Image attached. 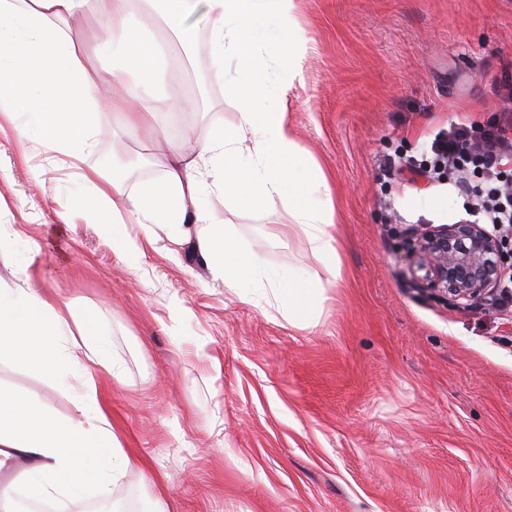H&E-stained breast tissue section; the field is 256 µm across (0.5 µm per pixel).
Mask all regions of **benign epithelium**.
<instances>
[{"label": "benign epithelium", "mask_w": 512, "mask_h": 512, "mask_svg": "<svg viewBox=\"0 0 512 512\" xmlns=\"http://www.w3.org/2000/svg\"><path fill=\"white\" fill-rule=\"evenodd\" d=\"M408 281L421 296L471 306L494 297L500 264L512 259L478 224L422 227L408 237Z\"/></svg>", "instance_id": "7a95c632"}]
</instances>
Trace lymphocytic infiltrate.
Masks as SVG:
<instances>
[{
  "label": "lymphocytic infiltrate",
  "mask_w": 512,
  "mask_h": 512,
  "mask_svg": "<svg viewBox=\"0 0 512 512\" xmlns=\"http://www.w3.org/2000/svg\"><path fill=\"white\" fill-rule=\"evenodd\" d=\"M435 166L447 170L448 183L469 198L496 234L512 233V174L501 170L512 157V91L483 125H451L432 142Z\"/></svg>",
  "instance_id": "lymphocytic-infiltrate-1"
}]
</instances>
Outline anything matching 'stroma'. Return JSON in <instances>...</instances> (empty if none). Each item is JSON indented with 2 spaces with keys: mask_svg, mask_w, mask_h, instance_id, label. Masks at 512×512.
Wrapping results in <instances>:
<instances>
[{
  "mask_svg": "<svg viewBox=\"0 0 512 512\" xmlns=\"http://www.w3.org/2000/svg\"><path fill=\"white\" fill-rule=\"evenodd\" d=\"M296 15L297 139L331 176L343 264L315 330L240 300L194 243L162 234L136 261L118 256L86 218L91 197L70 194L77 172L112 159L130 186L157 180L165 133L195 145L237 124L204 25L170 44L193 60L164 79L186 94L183 114L157 102L135 138L101 118L81 168L0 128V225L39 244L33 283L104 325L124 366L122 382H96L143 467L90 510L146 493L148 470L164 478L167 512H512V312L409 288L404 232L470 214L444 181L399 172L430 160L449 123L490 119L512 69V0H296ZM200 207L266 261L314 266L303 237L270 248L281 207L230 201L219 172ZM0 384L76 414L72 393L36 368L0 360Z\"/></svg>",
  "mask_w": 512,
  "mask_h": 512,
  "instance_id": "obj_1",
  "label": "stroma"
}]
</instances>
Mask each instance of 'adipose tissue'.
I'll use <instances>...</instances> for the list:
<instances>
[{
  "instance_id": "adipose-tissue-1",
  "label": "adipose tissue",
  "mask_w": 512,
  "mask_h": 512,
  "mask_svg": "<svg viewBox=\"0 0 512 512\" xmlns=\"http://www.w3.org/2000/svg\"><path fill=\"white\" fill-rule=\"evenodd\" d=\"M148 0H0V117L43 152L83 163L98 120L112 114V132L136 135L140 113L151 112L146 92L160 62L156 40L141 31ZM170 40L187 41L196 22L208 34L210 69L235 64L230 87L241 112L235 127L192 145L166 137L161 179L130 189L119 177L94 187L78 175L73 192L94 190L89 217L106 225L112 249L134 255L139 239L157 233L195 237L215 278L259 309L273 308L289 326L315 328L329 289L342 278L336 238V203L330 177L303 148L291 104L303 83L301 58L283 61L299 34L295 0H155ZM93 16L114 26L113 65L101 72L79 57L73 19ZM221 166L224 195L234 202L281 206L289 236L303 235L315 267L270 264L240 238L234 225L201 224L197 203L206 171ZM139 235H132V228ZM112 339L94 322L75 318L69 306L24 284L0 288V359L40 367L53 384L73 389L77 417L61 419L29 393L0 387V447L34 458L13 491L16 501L65 502L70 512L105 494L135 464L112 429L95 383L98 373L120 380L109 358Z\"/></svg>"
}]
</instances>
